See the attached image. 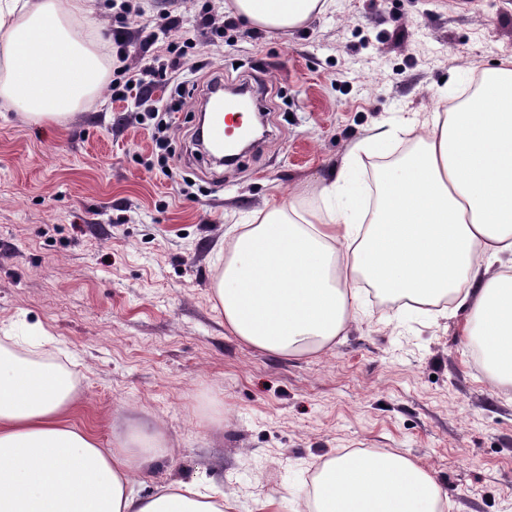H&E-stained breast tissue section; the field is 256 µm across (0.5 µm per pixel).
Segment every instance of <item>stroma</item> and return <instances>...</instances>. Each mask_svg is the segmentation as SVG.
<instances>
[{
    "instance_id": "35a3bbf8",
    "label": "stroma",
    "mask_w": 512,
    "mask_h": 512,
    "mask_svg": "<svg viewBox=\"0 0 512 512\" xmlns=\"http://www.w3.org/2000/svg\"><path fill=\"white\" fill-rule=\"evenodd\" d=\"M92 0L74 28L113 35L179 19L196 39L181 73L265 84L268 136L218 166L192 140L200 95L169 131L172 175L154 166L139 99L91 98L64 124H34L0 102V347L68 370L67 419L103 447L127 425H156L171 450L135 480L230 494L236 512H297L305 475L347 449L398 453L428 468L447 512H512V392L494 387L447 317L384 307L329 349L283 358L241 342L212 300L225 236L266 200L329 178L379 125L442 110L475 75L512 56V0H333L285 36L244 29L225 0ZM223 30L199 32L203 14ZM48 334L35 344L36 329Z\"/></svg>"
}]
</instances>
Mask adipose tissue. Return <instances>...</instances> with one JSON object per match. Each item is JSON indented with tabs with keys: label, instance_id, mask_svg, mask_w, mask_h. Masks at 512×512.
Here are the masks:
<instances>
[{
	"label": "adipose tissue",
	"instance_id": "adipose-tissue-1",
	"mask_svg": "<svg viewBox=\"0 0 512 512\" xmlns=\"http://www.w3.org/2000/svg\"><path fill=\"white\" fill-rule=\"evenodd\" d=\"M246 25L302 27L328 0H230ZM87 0H0V101L29 120L60 122L102 87L107 67L71 19ZM413 136L418 151L387 170L368 224L342 205L360 153ZM369 285L426 312L450 297L468 308L491 381L512 388V56L472 95L423 121L376 129L328 180L289 203L267 199L259 223L233 231L213 297L239 340L285 358L332 346L357 318ZM74 384L59 368L0 352V512H229L174 481L142 497L135 474L167 450L159 431L132 427L111 448L65 416ZM435 476L393 452L327 456L312 512H446Z\"/></svg>",
	"mask_w": 512,
	"mask_h": 512
}]
</instances>
